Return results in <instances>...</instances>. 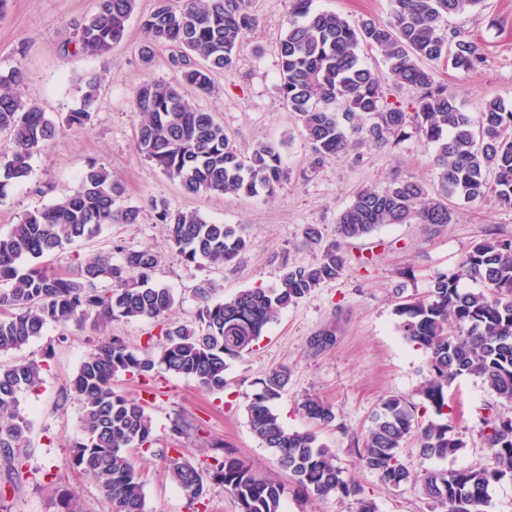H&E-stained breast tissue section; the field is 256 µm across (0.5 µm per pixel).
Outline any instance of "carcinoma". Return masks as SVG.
<instances>
[{
    "instance_id": "carcinoma-1",
    "label": "carcinoma",
    "mask_w": 512,
    "mask_h": 512,
    "mask_svg": "<svg viewBox=\"0 0 512 512\" xmlns=\"http://www.w3.org/2000/svg\"><path fill=\"white\" fill-rule=\"evenodd\" d=\"M137 0H96L95 13L80 23L73 54L107 59L125 35ZM314 0H291L289 27L280 45V91L315 156V164L344 158L360 142L381 148L416 127L434 146L437 198L414 182L360 190L336 223V240L326 242L316 224L303 229L304 243L320 251L309 265L282 264L279 282L248 288L221 301L212 299L211 284L195 290L199 302L196 325L168 321L176 305L174 292L154 280L160 256L150 248L117 247L93 258L72 256L61 273L43 258L81 240L95 238L105 224H137L141 209L125 200L124 185L103 166L90 163L71 194L29 211L0 237V353L20 350L50 326L99 324L114 318L153 319L162 324V340L142 349L114 336L95 346L80 364L70 389L81 404L80 435L72 445V466L89 479L109 505L108 512H149L145 481L137 459L153 452L154 429L149 404L113 388L120 376L148 379L159 371L193 379L209 392H222L228 363L253 351L277 314L327 282L340 278L348 257L341 243L364 240L384 225L452 221L448 200L467 202L493 194L512 208V107L498 97L485 101L479 127L437 79L432 64L475 70L484 63L478 46L461 31H445L444 17L478 9L483 0H390L384 22H350L343 15L313 7ZM256 24L252 0H155L144 16L151 41L141 47L150 61L153 48H175L172 82L142 83L133 98L140 122L139 152L163 175L189 194L272 196L285 171L276 147L259 142L242 154L224 125L203 111L197 96L213 87V77L229 73L236 53ZM375 48L396 84L415 92L413 111L387 102L379 76L362 63L360 50ZM23 67L0 73V132L10 150L0 153V201L10 185L28 180L31 159L56 134V124L42 107L25 100ZM99 76L83 74L77 83L80 107L65 118L83 127L97 102ZM343 101L344 110L335 104ZM166 226L171 249L187 264L206 260L229 264L247 248L240 231L207 220L197 211H171L152 202ZM467 279L482 285L460 286ZM396 328L408 342L428 354V378L419 402L391 396L379 402L362 440L360 459L379 480L399 487L411 479L400 450L416 437L424 458L444 459L463 447L444 420L450 409L448 383L463 375L483 380L497 398L512 403V239L485 238L464 256L458 271L439 273L426 295L395 306ZM47 364L24 359L0 367V467L7 486L26 479L39 483V471L28 466L31 422L20 410L19 396L39 388ZM246 406L253 434L274 450L278 467L292 482L318 498L340 494L354 498L357 512H375L360 487L347 480L336 453L313 430L290 431L279 421L272 403L288 385V370L268 374ZM316 425L335 422L333 407L309 395L300 403ZM488 467L425 472L424 494L442 512H481L488 489L512 479V416L485 405ZM211 461H197L182 448L164 452L165 473L187 499L192 512H208L209 486L224 485L239 512H279L288 488L281 481L255 475L245 462L211 443Z\"/></svg>"
}]
</instances>
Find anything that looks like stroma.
Segmentation results:
<instances>
[{"instance_id":"1","label":"stroma","mask_w":512,"mask_h":512,"mask_svg":"<svg viewBox=\"0 0 512 512\" xmlns=\"http://www.w3.org/2000/svg\"><path fill=\"white\" fill-rule=\"evenodd\" d=\"M317 7L346 15L351 22L387 20L389 0H315ZM154 0H137L126 24L123 40L111 58L68 54L75 23L93 14L95 0H8L0 15V72L22 66L27 79L25 98L38 102L51 117L75 107L76 80L85 72L101 74L96 109L83 128L58 125L53 143L36 154L26 183L11 187L0 201V236L29 211L69 193L88 163L104 165L121 180L129 203L142 209L137 224H107L90 241L74 244L72 252L53 256L55 267L66 266L72 253L89 257L122 244L149 247L158 252V282L172 288L177 304L171 314L181 324L195 322L198 301L194 291L211 282L219 299L254 287L278 283L283 264L314 263L319 253L304 243L305 225H319L325 241L336 238V221L354 195L370 186L415 182L433 188L434 148L415 128L384 147H359L342 159L313 166L310 147L279 91V45L288 31L289 0H255L257 25L241 47L232 72L218 75L210 93L199 105L223 123L235 145L249 152L259 142L279 150L286 177L271 197L218 196L185 193L162 175L138 151L135 132L139 117L132 101L146 80L170 81L177 75L173 50L158 46L151 61L140 55L148 35L142 19ZM444 28L465 32L486 58L475 71L444 69L440 80L472 119H479L485 100L499 97L512 103V0H484L481 9L447 16ZM166 201L173 211H198L206 219L240 226L248 248L237 264L220 267L208 263L184 265L172 252L166 228L151 207ZM451 224L433 229L424 224H394L379 228L367 240L346 245L350 261L336 281L317 288L297 304L281 311L255 350L230 361L224 391L211 393L191 379L162 373L144 380L121 378L120 392L150 402L157 443L155 454L142 462L149 512H189L181 492L163 475L162 452L183 445L204 458L206 439H223L226 451L244 460L253 472L286 480L272 449L252 433L245 407L269 372L284 369L288 386L274 408L288 429L304 431L310 424L299 404L308 395L330 403L336 413L333 425L319 428L322 443L336 451L346 478L359 484L377 512H441L428 499L420 481L424 472L491 465L484 444L481 409L493 405L497 413L512 416V404L495 396L473 376L456 379L449 396L460 404L459 414L448 421L464 446L445 459L421 458L415 440L406 441L401 460L411 473L408 483L390 487L362 466L357 443L371 424L381 399L400 396L415 399L427 376V354L406 342L396 330L394 294L426 295L433 277L456 271L471 246L489 237L512 238V209L494 197L477 203L449 200ZM372 254L369 268L356 259ZM154 321L117 319L97 326H70L68 331L49 327L22 350L0 354V364L41 357L52 350L45 383L37 394H27L21 406L32 421L31 467L50 471L55 487L24 481L7 496L10 512H56L55 489L73 494L79 512H105L107 505L92 483L71 466L72 440L80 428L81 406L67 395L70 379L82 360L102 340L118 336L133 347L144 346L158 334ZM186 420L202 429L201 436L176 441L175 421ZM283 512H356L353 499L332 495L324 499L290 488Z\"/></svg>"}]
</instances>
